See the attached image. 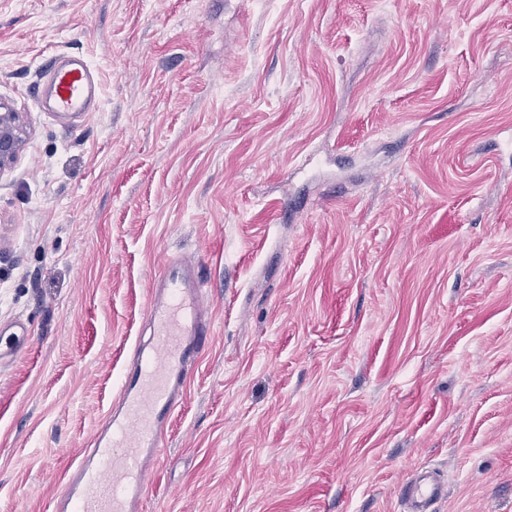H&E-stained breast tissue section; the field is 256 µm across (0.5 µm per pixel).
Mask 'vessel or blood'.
<instances>
[{
  "mask_svg": "<svg viewBox=\"0 0 512 512\" xmlns=\"http://www.w3.org/2000/svg\"><path fill=\"white\" fill-rule=\"evenodd\" d=\"M40 94L46 111L77 116L97 110L100 87L85 58L59 56ZM203 288L192 260L164 262L147 307L153 338L139 347L132 368L120 378L121 404L112 411L109 434L96 436L74 459L73 476L54 512H139L163 427L210 334ZM443 494V484L428 471L402 489L408 512H433Z\"/></svg>",
  "mask_w": 512,
  "mask_h": 512,
  "instance_id": "vessel-or-blood-1",
  "label": "vessel or blood"
}]
</instances>
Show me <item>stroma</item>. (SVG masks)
Returning <instances> with one entry per match:
<instances>
[{
    "label": "stroma",
    "mask_w": 512,
    "mask_h": 512,
    "mask_svg": "<svg viewBox=\"0 0 512 512\" xmlns=\"http://www.w3.org/2000/svg\"><path fill=\"white\" fill-rule=\"evenodd\" d=\"M86 56L98 111H42ZM0 512H48L192 255L145 512H512V0H0ZM23 125L18 112L0 103V174L9 168L22 143ZM409 512H433L434 503L444 495V486L429 471H421L402 489Z\"/></svg>",
    "instance_id": "35a3bbf8"
}]
</instances>
